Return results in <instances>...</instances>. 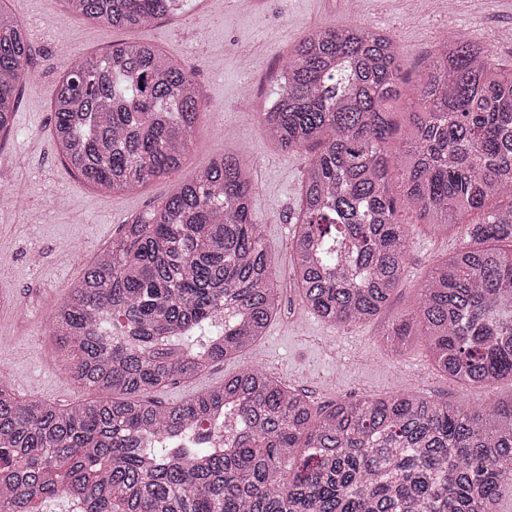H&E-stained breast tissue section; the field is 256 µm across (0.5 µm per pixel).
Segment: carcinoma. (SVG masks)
<instances>
[{"mask_svg":"<svg viewBox=\"0 0 512 512\" xmlns=\"http://www.w3.org/2000/svg\"><path fill=\"white\" fill-rule=\"evenodd\" d=\"M64 2L121 29L184 6ZM32 54L0 7V134ZM401 80L395 40L367 25L320 28L285 58L261 123L288 154L318 147L288 277L305 311L363 324L404 273L412 225L398 209L459 235L388 336L399 356L422 330L439 372L488 392L512 379V70L468 39L440 41L393 149L388 106ZM52 111L71 167L126 192L181 166L203 104L191 66L118 42L66 66ZM253 190L249 163L226 155L132 217L84 267L55 306L52 336L69 379L112 398L62 407L0 379V512L57 496L67 512H499L512 488V398L466 405L404 391L317 409L252 364L177 404L150 398L254 346L281 312Z\"/></svg>","mask_w":512,"mask_h":512,"instance_id":"obj_1","label":"carcinoma"}]
</instances>
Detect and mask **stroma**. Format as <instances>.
<instances>
[{"label":"stroma","instance_id":"35a3bbf8","mask_svg":"<svg viewBox=\"0 0 512 512\" xmlns=\"http://www.w3.org/2000/svg\"><path fill=\"white\" fill-rule=\"evenodd\" d=\"M187 0L182 10L138 29H117L68 12L62 0H0L25 26L33 45L34 82L17 90L12 135L0 137V194H20L24 207L0 201V376L17 393L57 405L91 398L73 385L67 362L48 332L55 303L79 280L86 263L117 236L124 224L158 205L172 188L192 179L227 154L254 162L250 200L255 223L280 272H287L292 227L298 211L306 153L289 155L274 146L257 119L278 92L281 61L311 30L325 25L368 24L390 32L401 53L404 80L391 104L399 131H406L412 88L434 45L464 37L487 46L512 69V0H459L455 9L419 0ZM147 42L192 64L206 112L200 113L184 165L131 192H105L86 183L60 155L52 136V98L66 64L104 52L112 43ZM256 48L255 57L244 56ZM412 225L408 260L391 303L372 321L334 329L304 312L285 292L284 311L254 349L157 392L172 404L219 386L225 376L262 356L268 373L304 391L315 405L346 397H376L413 390L448 402L485 399L439 374L422 342L392 356L384 334L411 310L431 266L456 251L461 240Z\"/></svg>","mask_w":512,"mask_h":512}]
</instances>
